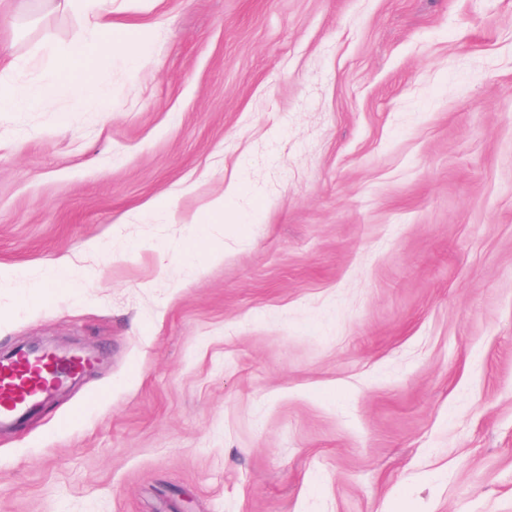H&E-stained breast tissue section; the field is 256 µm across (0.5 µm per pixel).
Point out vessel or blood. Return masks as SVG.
<instances>
[{
	"label": "vessel or blood",
	"instance_id": "b4317fda",
	"mask_svg": "<svg viewBox=\"0 0 512 512\" xmlns=\"http://www.w3.org/2000/svg\"><path fill=\"white\" fill-rule=\"evenodd\" d=\"M86 364L81 357L38 358L25 352L0 360V426L21 422L40 398L51 394L68 375Z\"/></svg>",
	"mask_w": 512,
	"mask_h": 512
}]
</instances>
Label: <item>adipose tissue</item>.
Returning a JSON list of instances; mask_svg holds the SVG:
<instances>
[{
    "mask_svg": "<svg viewBox=\"0 0 512 512\" xmlns=\"http://www.w3.org/2000/svg\"><path fill=\"white\" fill-rule=\"evenodd\" d=\"M49 7L74 12L81 19V26L67 55L78 60L87 52L96 56L110 53L111 46L103 40V32L112 28V0H46ZM14 57L0 56V112H21L32 106L46 107L53 104L59 94L58 79L39 80L26 88H16L8 75L17 68Z\"/></svg>",
    "mask_w": 512,
    "mask_h": 512,
    "instance_id": "obj_1",
    "label": "adipose tissue"
}]
</instances>
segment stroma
Listing matches in <instances>:
<instances>
[{
    "label": "stroma",
    "instance_id": "stroma-1",
    "mask_svg": "<svg viewBox=\"0 0 512 512\" xmlns=\"http://www.w3.org/2000/svg\"><path fill=\"white\" fill-rule=\"evenodd\" d=\"M113 8L77 63L0 19L16 84L110 75L0 112V353L95 357L0 432V512H512V0ZM124 52L130 62V72L135 74L150 55V42L142 36L129 41ZM105 79V74L103 72H96L87 80H80L71 83L68 86V91L73 98L80 102H90L91 101V93L92 90L102 83Z\"/></svg>",
    "mask_w": 512,
    "mask_h": 512
}]
</instances>
